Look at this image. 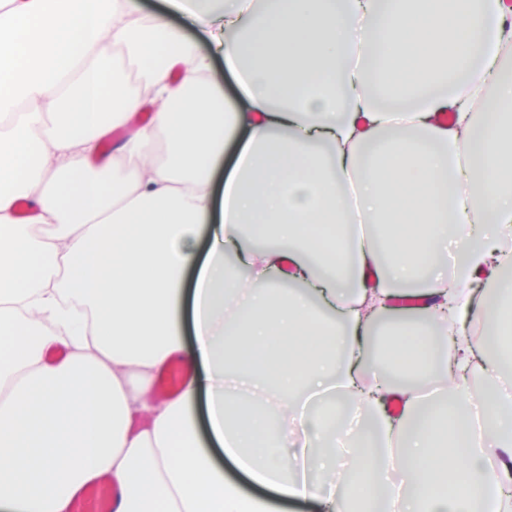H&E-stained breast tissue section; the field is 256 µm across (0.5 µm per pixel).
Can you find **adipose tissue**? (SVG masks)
I'll return each mask as SVG.
<instances>
[{"label": "adipose tissue", "instance_id": "1", "mask_svg": "<svg viewBox=\"0 0 512 512\" xmlns=\"http://www.w3.org/2000/svg\"><path fill=\"white\" fill-rule=\"evenodd\" d=\"M164 3L0 0V512H66L103 475L115 512H279V497L512 512V396L469 382L494 378L487 350L512 363V6ZM170 13L210 52L191 54ZM216 55L236 98L208 76ZM147 102L151 124L94 164ZM322 229L338 240L320 247ZM451 241L454 290L437 272ZM469 318L483 335L454 332L436 355L435 321ZM383 329L401 376L384 387L366 380ZM176 360L188 380L153 400ZM451 375L453 412L423 418L426 385ZM338 396L371 426L351 433ZM218 448L273 497L245 492ZM394 468L405 494L380 488Z\"/></svg>", "mask_w": 512, "mask_h": 512}]
</instances>
